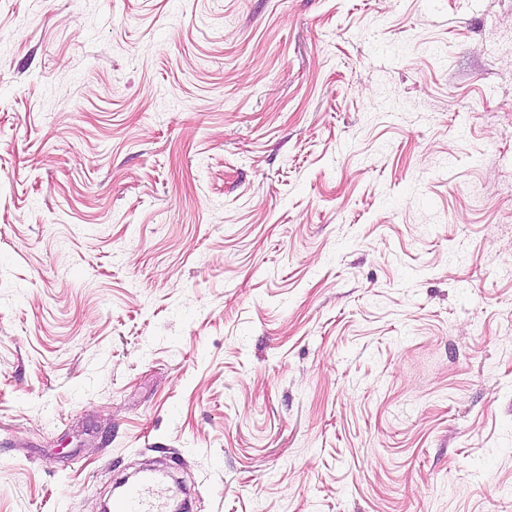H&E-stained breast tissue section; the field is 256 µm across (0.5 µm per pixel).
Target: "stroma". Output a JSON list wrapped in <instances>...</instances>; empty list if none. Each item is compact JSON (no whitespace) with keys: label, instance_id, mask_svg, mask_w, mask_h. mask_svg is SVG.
I'll return each instance as SVG.
<instances>
[{"label":"stroma","instance_id":"obj_1","mask_svg":"<svg viewBox=\"0 0 512 512\" xmlns=\"http://www.w3.org/2000/svg\"><path fill=\"white\" fill-rule=\"evenodd\" d=\"M512 512V0H0V512ZM164 492L150 477L124 485L112 500L113 512H165Z\"/></svg>","mask_w":512,"mask_h":512}]
</instances>
